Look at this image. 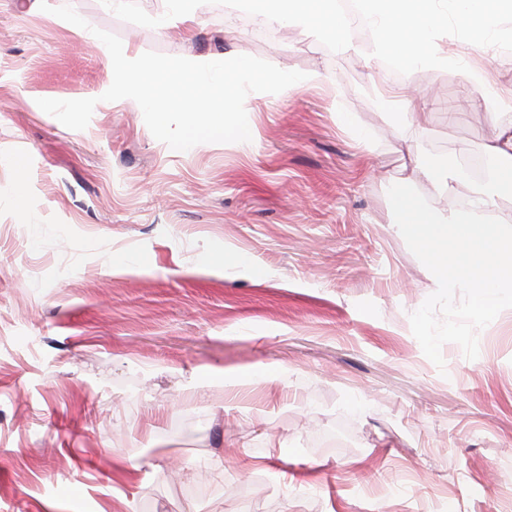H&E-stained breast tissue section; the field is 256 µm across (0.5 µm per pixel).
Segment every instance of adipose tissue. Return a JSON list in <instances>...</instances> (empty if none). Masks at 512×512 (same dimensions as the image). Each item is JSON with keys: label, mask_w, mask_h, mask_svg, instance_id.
Instances as JSON below:
<instances>
[{"label": "adipose tissue", "mask_w": 512, "mask_h": 512, "mask_svg": "<svg viewBox=\"0 0 512 512\" xmlns=\"http://www.w3.org/2000/svg\"><path fill=\"white\" fill-rule=\"evenodd\" d=\"M357 7L378 33L380 57L408 70L456 65V55L441 49L435 36L449 23L459 24L470 56L478 61L472 71L479 88L476 104L494 115L512 108V90L503 91L490 78L487 53L504 26L512 25V0H358ZM259 13L270 20L299 21L341 49L351 46V22L335 0H262ZM412 174L428 179L439 193L449 196L461 181L450 160L425 153L414 157ZM496 193L474 191L464 211H430L418 204L403 179L393 198L400 215L398 229L434 270L439 287L471 289L481 313L512 309V224L487 220L496 207Z\"/></svg>", "instance_id": "adipose-tissue-1"}]
</instances>
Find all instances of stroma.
I'll use <instances>...</instances> for the list:
<instances>
[{
    "label": "stroma",
    "mask_w": 512,
    "mask_h": 512,
    "mask_svg": "<svg viewBox=\"0 0 512 512\" xmlns=\"http://www.w3.org/2000/svg\"><path fill=\"white\" fill-rule=\"evenodd\" d=\"M40 2L0 0V512H512V311L438 287L393 207L407 176L422 207L467 208L477 181L440 197L408 152L465 167L512 113L473 106L467 66L375 73L359 33L264 39L237 0L190 24L169 0H48L84 29ZM97 28L310 82L250 93L251 141L175 151L98 101ZM402 85L429 112L395 126L380 92ZM41 98L97 105L76 131ZM227 248L267 277L204 270Z\"/></svg>",
    "instance_id": "stroma-1"
}]
</instances>
